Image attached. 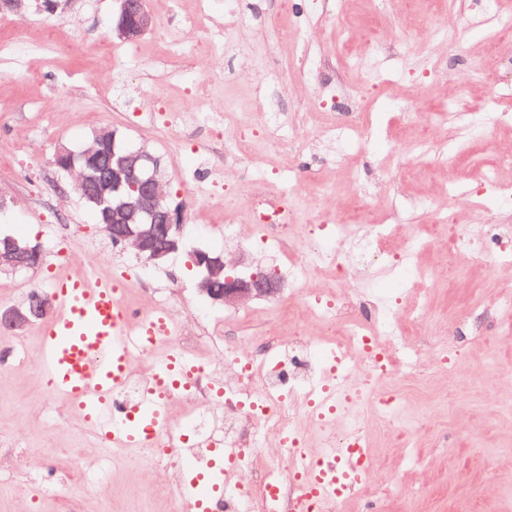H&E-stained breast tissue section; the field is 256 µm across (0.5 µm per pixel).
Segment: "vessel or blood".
I'll return each instance as SVG.
<instances>
[{
    "label": "vessel or blood",
    "mask_w": 512,
    "mask_h": 512,
    "mask_svg": "<svg viewBox=\"0 0 512 512\" xmlns=\"http://www.w3.org/2000/svg\"><path fill=\"white\" fill-rule=\"evenodd\" d=\"M60 306L59 319L42 330L40 365L53 393L72 406L82 424L116 448H143L161 437L168 406L186 380L190 364L177 353L166 356L158 368V382L146 400V424L134 417L118 419L112 393L125 381L135 350L160 341L170 329L168 318L155 313L130 324L121 305L116 282L93 271L57 276L49 281ZM345 474L335 466L307 472V494L333 498ZM180 494L189 512H206L210 487L198 479L183 483Z\"/></svg>",
    "instance_id": "vessel-or-blood-1"
}]
</instances>
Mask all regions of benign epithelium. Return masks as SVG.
Here are the masks:
<instances>
[{
    "label": "benign epithelium",
    "instance_id": "benign-epithelium-1",
    "mask_svg": "<svg viewBox=\"0 0 512 512\" xmlns=\"http://www.w3.org/2000/svg\"><path fill=\"white\" fill-rule=\"evenodd\" d=\"M152 26V17L141 0H118L112 34L134 41ZM53 164L77 177L63 192L71 191L97 214L112 217L103 225L113 244L132 248L135 255L155 265L184 248L183 213L164 193L165 172L158 158L143 148L126 145L115 130L103 128L81 151L59 145ZM43 261L42 246L12 236L0 237V272L21 274L37 269ZM189 263L197 272L195 289L213 305L250 299H273L281 291L276 276H260L237 263L240 272L225 269L224 257L195 249ZM54 307L50 295L38 293L23 302L0 306V333L16 334L46 320Z\"/></svg>",
    "mask_w": 512,
    "mask_h": 512
}]
</instances>
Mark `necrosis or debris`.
<instances>
[{
    "instance_id": "obj_1",
    "label": "necrosis or debris",
    "mask_w": 512,
    "mask_h": 512,
    "mask_svg": "<svg viewBox=\"0 0 512 512\" xmlns=\"http://www.w3.org/2000/svg\"><path fill=\"white\" fill-rule=\"evenodd\" d=\"M455 2L485 25L490 38L512 34V10L500 0ZM410 35L409 29L398 27L395 41L404 42ZM392 42L364 37L361 47L370 65L346 85L334 114L324 115L320 106L308 102L294 121L283 122L270 111L264 85L253 94L249 116H240V104L232 101L213 112L191 113L198 125L223 127L225 164H242L249 172L251 220L244 226L225 225V238L277 254L291 289L264 336L230 339L223 321L209 323L208 338L223 349V361H215L189 332L174 330L163 342L140 349L125 383L113 392V407L128 414L148 394L160 356L174 349L193 365L185 391L173 397L171 408L178 420L192 423L196 439L184 448L147 452L160 477L146 490L155 504L153 512H185L183 499L171 493L168 482L179 479L185 459L207 464L217 445L234 449L236 463L215 512H335L339 504L367 489L364 477L371 459L365 450L376 437L416 458L417 426L403 419L407 406L400 385L451 374L460 358L459 348L448 343L447 320L432 318L430 288L447 278L452 259L470 269L512 270V220L506 216L512 182L503 178L512 172L511 150L498 152L482 169L480 182L486 192L468 193L475 205L485 208V221L477 227L465 226L458 208H434L432 199L406 196L400 188L420 171L421 158L434 150L448 192L456 194L457 171L447 158L464 146L453 138L436 144L424 136H403L405 120L421 118L444 127L453 115L465 129V144L481 143L489 132L512 129V89L490 86V74L483 70L477 80L489 90L482 107H474L468 92L460 91L449 97L447 111L435 113L426 108L427 96L447 78L446 71L436 69L427 82L411 84L396 98L394 124L378 131L370 109L388 81L380 62ZM380 135L389 146L390 165L378 190L387 205L383 211L374 210L367 187L355 183V214L344 224L331 223L325 215L329 186H322L311 208L299 213L292 189L310 180V173L292 166L270 175L253 150L259 143L297 153L306 150L310 139L319 138L335 147L337 161L344 164L364 154ZM489 196L495 206H485ZM414 212L428 214L429 223H410ZM321 274L331 276V286L311 287V280ZM395 277L403 283L402 296H381L379 282ZM487 315L512 319V286L470 305L462 320L479 336ZM309 317L322 325L323 335L310 334L305 324ZM423 333L431 335V343H421ZM327 388L333 392V411L312 415L311 401ZM256 456L268 457V464L244 477L243 466ZM344 462L358 468L362 482L335 499L305 494L299 479L304 469Z\"/></svg>"
}]
</instances>
